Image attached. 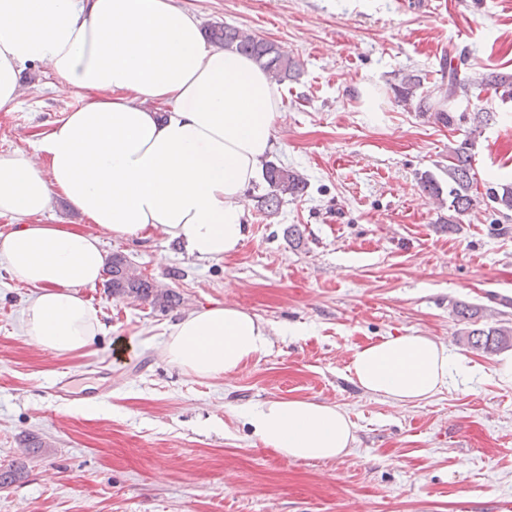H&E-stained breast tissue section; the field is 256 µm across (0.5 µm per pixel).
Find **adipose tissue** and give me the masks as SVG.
<instances>
[{
  "label": "adipose tissue",
  "instance_id": "adipose-tissue-1",
  "mask_svg": "<svg viewBox=\"0 0 512 512\" xmlns=\"http://www.w3.org/2000/svg\"><path fill=\"white\" fill-rule=\"evenodd\" d=\"M40 65L54 89L81 94L36 153H0V261L34 290L25 336L59 354L103 333L84 289L101 279L99 236L42 223L54 194L113 238L159 230L199 259L235 254L247 236L243 194L275 149L281 91L252 60L209 45L177 0H0V110L21 94V73ZM271 327L214 303L171 326L166 361L221 378L271 347ZM456 363L419 335L359 347L349 368L364 392L417 404L447 388ZM251 434L291 460L346 455L354 424L332 404L272 399L246 413Z\"/></svg>",
  "mask_w": 512,
  "mask_h": 512
}]
</instances>
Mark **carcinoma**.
Returning <instances> with one entry per match:
<instances>
[{"instance_id":"obj_1","label":"carcinoma","mask_w":512,"mask_h":512,"mask_svg":"<svg viewBox=\"0 0 512 512\" xmlns=\"http://www.w3.org/2000/svg\"><path fill=\"white\" fill-rule=\"evenodd\" d=\"M207 36L211 42L224 49L252 58L278 83L290 79L298 70V64L281 53L274 43L247 34L238 28L226 25L213 26L207 30ZM421 85L422 80L419 76H403L394 87L398 101H411L416 97ZM477 88H490L500 99L512 100V74L492 72L478 82ZM471 146L473 143L466 139L449 154L448 199L449 207L456 213L469 210L476 202L472 195ZM266 181L269 190L262 196L261 207L269 215L278 212L285 198H300L307 188V182L302 175L291 168L275 164L267 165ZM486 198L495 204V210L502 217H509V213L512 212V187H503L499 190L489 187L486 190ZM106 275L108 286L116 296L133 297L160 307L173 306L180 301L179 296L172 290H163L148 278L131 272L127 260L121 255L112 256L106 268ZM453 312L459 320L472 325L463 336L464 342L470 347L489 355L512 347L511 327L476 326L478 309L470 305H457Z\"/></svg>"}]
</instances>
